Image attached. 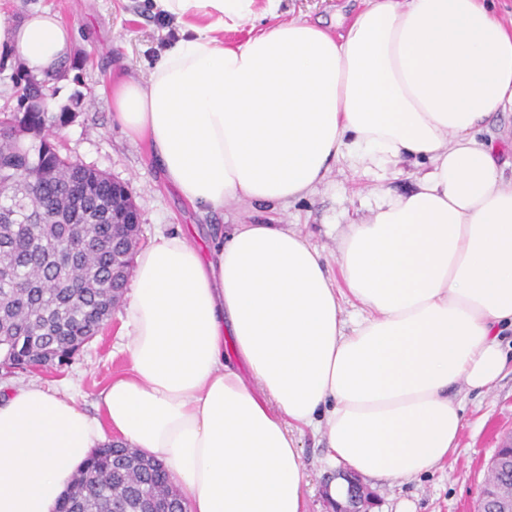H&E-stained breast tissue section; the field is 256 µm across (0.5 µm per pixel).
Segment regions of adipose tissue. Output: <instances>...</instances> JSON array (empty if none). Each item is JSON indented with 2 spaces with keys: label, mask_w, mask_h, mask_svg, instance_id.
I'll use <instances>...</instances> for the list:
<instances>
[{
  "label": "adipose tissue",
  "mask_w": 512,
  "mask_h": 512,
  "mask_svg": "<svg viewBox=\"0 0 512 512\" xmlns=\"http://www.w3.org/2000/svg\"><path fill=\"white\" fill-rule=\"evenodd\" d=\"M280 2L152 0L179 34L147 78L113 86V120L201 213L288 205L339 160L426 171L346 226L335 278L285 224H235L206 249L158 234L134 260L128 369L95 413L37 382L0 397V512H56L110 433L165 463L188 512H308L304 431L330 463L410 479L459 446L456 386L502 375L512 176L480 134L512 111V28L485 0H363L330 27L277 21ZM261 14L275 24L220 39ZM74 43L48 9L0 23L39 78Z\"/></svg>",
  "instance_id": "1"
}]
</instances>
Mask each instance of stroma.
<instances>
[{"label": "stroma", "instance_id": "35a3bbf8", "mask_svg": "<svg viewBox=\"0 0 512 512\" xmlns=\"http://www.w3.org/2000/svg\"><path fill=\"white\" fill-rule=\"evenodd\" d=\"M360 5L361 0H281L279 13L284 20H328L338 12L351 15ZM37 7L58 12L76 34L65 76L47 80L45 86L49 111L68 107L74 114L57 135L61 151L128 185L140 213L142 242L183 227L206 247L223 239L229 225L267 221L296 228L332 261L345 225L366 218L380 192L399 194L415 183L419 169L408 163L397 173L357 172L340 163L306 199L276 210L253 205L198 213L163 183L149 159L148 144L129 139L112 121L113 82L146 78L175 39L177 25L153 14L150 0H0V20L16 22ZM124 321L123 308H116L68 367L0 371V388L32 381L48 387L72 383L84 407L93 409L99 392L127 369L120 350L127 332ZM460 396L466 426L457 453L443 467L412 479L366 480L379 512H478L479 489L488 477L489 463L503 437L512 433V360L491 389H464ZM300 443L309 512H327V486L343 471L327 465L323 436L308 432Z\"/></svg>", "mask_w": 512, "mask_h": 512}]
</instances>
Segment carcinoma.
<instances>
[{"mask_svg":"<svg viewBox=\"0 0 512 512\" xmlns=\"http://www.w3.org/2000/svg\"><path fill=\"white\" fill-rule=\"evenodd\" d=\"M0 112V368L62 367L112 316L132 243L112 212L135 208L125 185L61 155L52 141L73 113L25 112L45 85L13 80ZM31 133L28 143L21 134ZM185 512L170 473L137 449H96L56 512Z\"/></svg>","mask_w":512,"mask_h":512,"instance_id":"obj_1","label":"carcinoma"}]
</instances>
